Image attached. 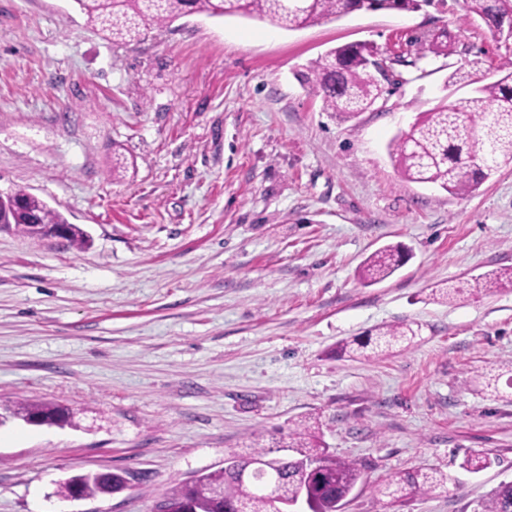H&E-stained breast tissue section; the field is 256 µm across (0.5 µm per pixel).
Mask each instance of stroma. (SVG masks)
I'll list each match as a JSON object with an SVG mask.
<instances>
[{
    "instance_id": "35a3bbf8",
    "label": "stroma",
    "mask_w": 512,
    "mask_h": 512,
    "mask_svg": "<svg viewBox=\"0 0 512 512\" xmlns=\"http://www.w3.org/2000/svg\"><path fill=\"white\" fill-rule=\"evenodd\" d=\"M455 42L423 71L410 37ZM378 48L386 92L352 120L297 74L328 49ZM403 63H395V55ZM505 50L464 0L354 12L295 31L192 15L112 43L75 0H0V191L24 189L90 236L0 231V405L70 408L75 426L0 423V512H50L61 481L126 470L117 493L65 512H152L175 483L222 467L252 433L301 422L364 480L343 512H395L372 485L413 470L449 495L396 512H482L512 481V158L468 195L407 181L387 145L493 81ZM127 168L113 174L117 157ZM387 245L409 259L365 286ZM464 295L433 300L440 283ZM408 323L414 342L367 360L343 341ZM489 454V468H463Z\"/></svg>"
}]
</instances>
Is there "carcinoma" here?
<instances>
[{"mask_svg":"<svg viewBox=\"0 0 512 512\" xmlns=\"http://www.w3.org/2000/svg\"><path fill=\"white\" fill-rule=\"evenodd\" d=\"M88 22L106 33L116 43L134 41L141 26H168L189 14L208 17L246 16L268 19L279 28L292 31L337 20L356 11L394 10L414 12L432 0H76ZM468 11L478 16L492 33L512 29V0H466ZM454 40L446 29L427 33L419 40L417 57L409 65L442 54ZM376 49L364 44L332 48L309 62L298 73L300 81L320 96L323 110L344 118L369 111L385 90L371 73L378 65ZM389 154L400 175L415 183L437 184L455 195L476 189L499 161L512 157V57L507 55L497 68V79L475 88L474 93L458 102L443 103L423 113L409 131L394 137ZM0 224L5 229L28 236L40 235L37 224H66V240L84 248L89 236L78 225L68 223L62 212L43 199L24 190L0 193ZM406 259L405 253L391 246L372 253L360 268L359 279L366 285L384 281ZM481 287L512 288V268L489 271L481 276ZM417 331L408 324L391 326L364 339L340 344L339 355L352 359L367 358L378 349L400 342H412ZM9 416L23 421L59 420L75 425L68 408L19 399L7 407ZM253 440V451L230 458L257 468L250 482L236 478L220 467L175 484L161 501L195 503L196 512H231L234 504H246L248 512H276L270 487L279 484L288 500L301 499L313 512H336L338 505L354 490L361 479L357 463L332 455L320 436L305 424L288 435V447L296 453L283 458ZM484 453L469 455L462 467L478 472L491 465ZM81 484L90 497L119 492L127 487L126 474L112 473L96 478L75 475L59 483L57 495L67 496L72 485ZM448 492V478L443 473L415 470L390 479L383 494L393 508L417 497ZM483 512H512V483H504L488 496Z\"/></svg>","mask_w":512,"mask_h":512,"instance_id":"obj_1","label":"carcinoma"}]
</instances>
